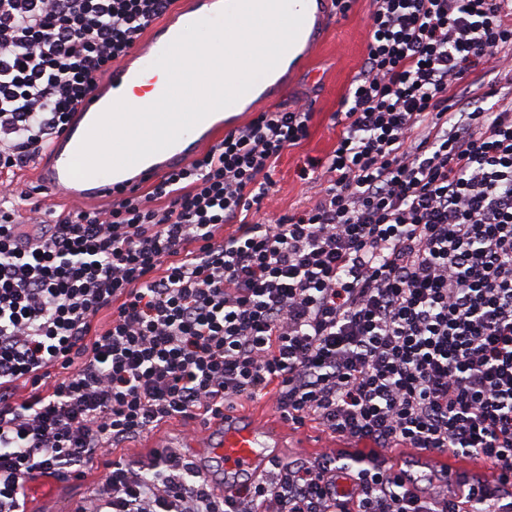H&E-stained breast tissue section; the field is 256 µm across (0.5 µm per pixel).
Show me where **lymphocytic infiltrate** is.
Wrapping results in <instances>:
<instances>
[{"instance_id":"lymphocytic-infiltrate-1","label":"lymphocytic infiltrate","mask_w":512,"mask_h":512,"mask_svg":"<svg viewBox=\"0 0 512 512\" xmlns=\"http://www.w3.org/2000/svg\"><path fill=\"white\" fill-rule=\"evenodd\" d=\"M174 2L0 0V193ZM371 5L300 211L269 210L300 103L112 207L0 205V512L97 458L74 512H512V87L478 78L512 64V0ZM270 393L342 449L229 495L170 449L112 456ZM395 448L490 477L412 494Z\"/></svg>"}]
</instances>
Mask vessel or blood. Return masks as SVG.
<instances>
[{"label": "vessel or blood", "mask_w": 512, "mask_h": 512, "mask_svg": "<svg viewBox=\"0 0 512 512\" xmlns=\"http://www.w3.org/2000/svg\"><path fill=\"white\" fill-rule=\"evenodd\" d=\"M227 0H175L164 18L148 29L143 37L114 62L105 81L95 83L73 112L66 128L55 134L38 155L33 180L21 187L26 198L59 197L74 205L118 202L171 170L180 168L201 152L221 141L226 129L240 119L238 105L229 111H217L206 117L176 143L123 170L100 173L78 179L68 173V164L77 153L85 135L97 119L115 102L137 97L154 103L166 88L165 73L154 62L163 49L188 25L217 17ZM304 23L293 48L302 61H310L319 41L314 32L335 14L333 0H304ZM285 97L288 82L280 69H273L249 90L244 99L249 108L267 103L268 91ZM282 430L281 425H256L245 422L233 410H225L214 424L202 427V434L215 438V452L224 463L225 480L258 475L268 462L266 448L271 447Z\"/></svg>", "instance_id": "b4317fda"}]
</instances>
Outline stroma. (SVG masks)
<instances>
[{"label":"stroma","mask_w":512,"mask_h":512,"mask_svg":"<svg viewBox=\"0 0 512 512\" xmlns=\"http://www.w3.org/2000/svg\"><path fill=\"white\" fill-rule=\"evenodd\" d=\"M370 0H354L346 16L330 18L310 63L291 67L288 77L290 101L307 102L312 113L310 135L300 145L287 149L273 173L279 191L273 208L277 214H289L303 207L311 194L298 170L309 159L325 158L336 145V127L331 117L341 109V99L353 77L361 70L369 41ZM197 420L173 418L156 428L128 439L116 449L127 460L151 458L158 441L172 442L177 453L206 471L216 492L224 490V470L213 449L204 445L197 433ZM336 447L316 424L285 430L281 447L271 449L272 457L283 462L312 458ZM103 460H94L84 480L43 478L30 483L27 491L28 512H71L76 501L89 495L105 475Z\"/></svg>","instance_id":"1"}]
</instances>
